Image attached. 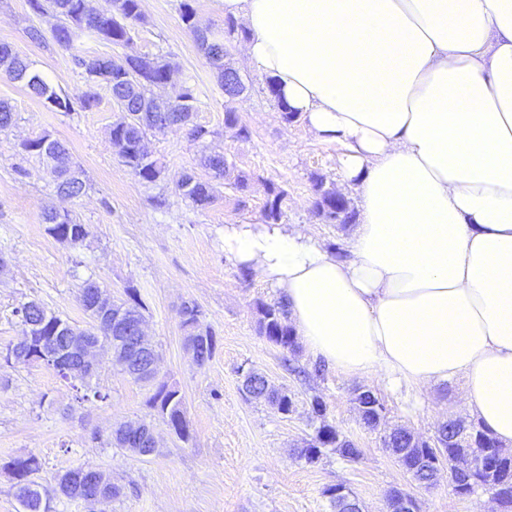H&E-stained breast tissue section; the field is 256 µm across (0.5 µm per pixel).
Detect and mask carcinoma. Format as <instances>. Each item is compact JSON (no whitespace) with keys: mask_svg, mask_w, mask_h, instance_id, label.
I'll list each match as a JSON object with an SVG mask.
<instances>
[{"mask_svg":"<svg viewBox=\"0 0 512 512\" xmlns=\"http://www.w3.org/2000/svg\"><path fill=\"white\" fill-rule=\"evenodd\" d=\"M192 2L193 0H181V19L193 30L205 55H210L214 49L226 52L223 41L209 39L207 33L196 27ZM28 3L36 15L51 13L57 17L58 23L53 29L54 38L58 44L66 47L74 41L77 33L86 32L110 45L128 48L134 42L137 27L145 21L141 0H107L108 8L101 12L89 9L87 0H28ZM106 67L110 74L105 86L116 105L125 112L120 121L112 124V147L134 176L153 184L161 179L163 171L157 162L148 159L143 148L148 132L188 125L193 141H202L210 135L207 128L192 123L198 101L196 89L190 83L183 82L173 87L169 98L164 100L157 97L155 90L170 84L173 69L170 61L158 56L144 62L135 54L109 56ZM131 69L142 75V79L135 84L129 83L127 79ZM0 71L10 79L23 83L32 95L42 99L52 109L59 112L74 111L73 102L68 95L56 91L38 72L32 70L31 63L26 58L7 43H0ZM218 74L225 96L235 99L243 94L245 84L237 77L234 69L223 65ZM224 127L234 131L237 137H249L248 128L240 124L237 112L231 108L224 112ZM53 148V181L57 192L69 198L81 196L86 185L82 180L73 182L69 179V172L76 169V165L67 145L56 139L53 141ZM201 165L208 170V178L203 179L185 172L176 180V189L184 199L204 208L214 201L220 187L224 185V179L231 176V170L224 156L220 154L203 156ZM313 182V216L326 224L351 223L355 212L351 209L350 202L336 193L335 189L325 187L322 177H314ZM284 197V191L274 187L269 189V197L262 213L264 222L277 224L281 221ZM42 223L45 233L56 240L63 236L76 240L83 234V225L73 217L64 223H56L51 213L46 212ZM125 295L126 299L118 302V308L128 310V314L139 321L143 320V304L137 288L127 285ZM256 312L260 335L277 347L295 350V336L288 323V306L284 300L273 303L258 302ZM15 315L21 324H43L41 335L33 338L35 344L42 339L73 331V326L68 321L47 311L36 301L22 309H16ZM181 327L185 333L186 345L192 347L197 364L203 366L210 362L217 349V340L198 305L189 302L183 304ZM107 344L112 346L115 357L124 362V372L136 382L145 381L146 376L152 372L151 355L130 349L116 331L112 332V338L107 340ZM244 390L250 397L268 399L286 414L293 411L292 397L285 391L270 389L266 378L260 373L251 371L246 375ZM356 401L364 423L369 427H376L378 421L374 418L375 407L382 408L384 404L370 391L359 393ZM148 405L180 437L191 438L185 403L177 388L165 381L155 383ZM148 430L150 427L144 422L138 423L135 429H120L117 441L122 449L140 457L145 441L151 438ZM438 439L441 446L436 448V452L440 462L448 464V483L464 487L467 494L474 493L478 488L491 490L505 509H512V453L503 450L502 445L475 422L466 424L458 420L450 421L439 429ZM385 443L414 480L420 483L432 481L433 474L418 467L425 449L418 445L414 434L397 428L385 438ZM324 448H331L352 461L360 456V450L354 443L340 438L336 429L325 422L318 428L314 439L300 449V457L309 464L315 463L320 459ZM39 468V459L34 455L14 458L3 465V469L16 480V498L21 512H50L49 504L40 497V493L29 490V486L33 485L30 476Z\"/></svg>","mask_w":512,"mask_h":512,"instance_id":"carcinoma-1","label":"carcinoma"}]
</instances>
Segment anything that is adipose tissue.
<instances>
[{
  "instance_id": "1",
  "label": "adipose tissue",
  "mask_w": 512,
  "mask_h": 512,
  "mask_svg": "<svg viewBox=\"0 0 512 512\" xmlns=\"http://www.w3.org/2000/svg\"><path fill=\"white\" fill-rule=\"evenodd\" d=\"M246 67L341 147L347 257L296 226L228 224L306 351L347 377L464 380L512 446V0H224Z\"/></svg>"
}]
</instances>
